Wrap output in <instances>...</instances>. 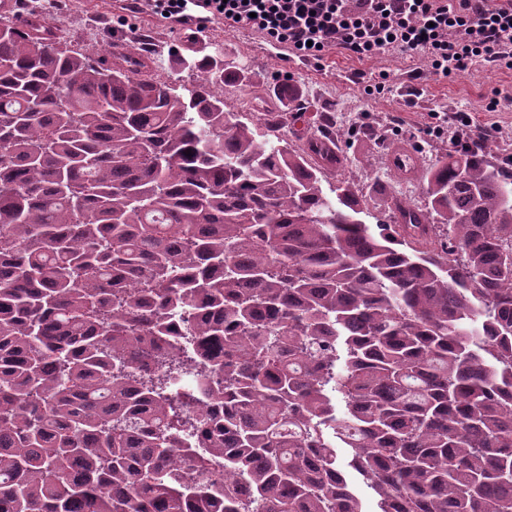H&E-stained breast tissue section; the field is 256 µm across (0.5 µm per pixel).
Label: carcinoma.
Listing matches in <instances>:
<instances>
[{
	"label": "carcinoma",
	"mask_w": 512,
	"mask_h": 512,
	"mask_svg": "<svg viewBox=\"0 0 512 512\" xmlns=\"http://www.w3.org/2000/svg\"><path fill=\"white\" fill-rule=\"evenodd\" d=\"M0 20V512H512V166L392 224L242 71Z\"/></svg>",
	"instance_id": "1"
}]
</instances>
